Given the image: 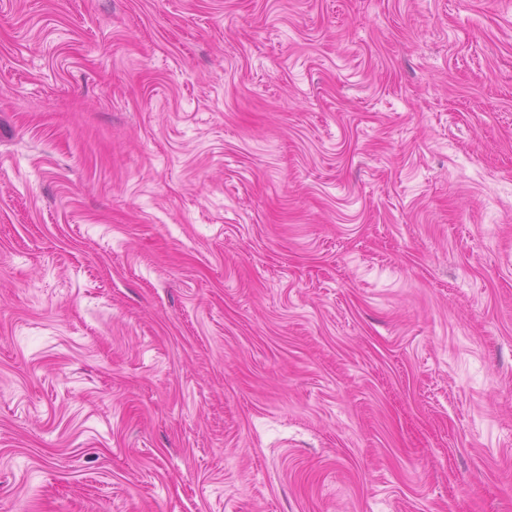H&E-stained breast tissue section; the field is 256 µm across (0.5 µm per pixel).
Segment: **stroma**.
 <instances>
[{
    "mask_svg": "<svg viewBox=\"0 0 512 512\" xmlns=\"http://www.w3.org/2000/svg\"><path fill=\"white\" fill-rule=\"evenodd\" d=\"M0 512H512V0H0Z\"/></svg>",
    "mask_w": 512,
    "mask_h": 512,
    "instance_id": "obj_1",
    "label": "stroma"
}]
</instances>
